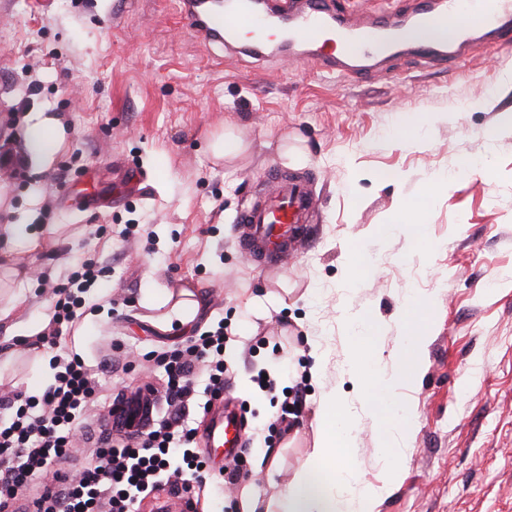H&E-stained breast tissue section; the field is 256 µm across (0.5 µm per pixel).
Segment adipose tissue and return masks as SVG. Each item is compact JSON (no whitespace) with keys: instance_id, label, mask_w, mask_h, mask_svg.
Wrapping results in <instances>:
<instances>
[{"instance_id":"adipose-tissue-1","label":"adipose tissue","mask_w":512,"mask_h":512,"mask_svg":"<svg viewBox=\"0 0 512 512\" xmlns=\"http://www.w3.org/2000/svg\"><path fill=\"white\" fill-rule=\"evenodd\" d=\"M148 300L163 310L154 321L163 331L175 323H190L199 306L195 293L185 287L160 289L149 294ZM431 304L428 297L405 301L403 314L412 331L390 353V367L383 369L363 363L373 346L374 316L342 311L343 322L358 327L357 336L350 339L345 373L356 383L360 393L367 395L366 414L370 419H378L383 406L400 402L403 390L419 381ZM354 444L345 394L338 390L321 393L310 456L333 463V474L326 477L309 465H302L293 480L283 486L278 498L267 505L266 512H375L377 502L388 492L401 470L394 465L379 483H362L349 464Z\"/></svg>"}]
</instances>
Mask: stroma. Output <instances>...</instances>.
Listing matches in <instances>:
<instances>
[{
	"mask_svg": "<svg viewBox=\"0 0 512 512\" xmlns=\"http://www.w3.org/2000/svg\"><path fill=\"white\" fill-rule=\"evenodd\" d=\"M0 0V142L27 149L32 114L57 118L48 161L0 166V279L21 292L0 322V386H47L49 347L24 348L17 323L44 327L51 288L83 262L101 275L82 308L77 352L89 364L114 347L138 354L101 375L107 397L162 380L144 355L191 332L223 327L230 406L245 422L251 476L266 500L290 482L313 440L317 400L341 387L355 416L353 467L378 483L390 463L344 369L340 307L377 318L379 348L402 333L407 297L434 295L420 381L408 397L409 449L399 482L376 512H512V43L470 49L448 66L387 52L370 72L337 81L289 56L203 47L178 0ZM419 122L416 144L395 137ZM249 143L214 163L208 143L225 125ZM303 162H285L284 154ZM310 183L318 199L307 239L268 259L242 253L241 211L271 171ZM448 173L446 187L431 182ZM424 245L402 205L422 194ZM58 225L43 236L45 225ZM368 270L351 277L348 250ZM191 285L202 301L192 329L161 332L154 290ZM288 289L281 307L267 293ZM291 333L282 351L262 336ZM322 371L312 374L314 354ZM305 378L298 424L283 430L279 400L258 373Z\"/></svg>",
	"mask_w": 512,
	"mask_h": 512,
	"instance_id": "stroma-1",
	"label": "stroma"
}]
</instances>
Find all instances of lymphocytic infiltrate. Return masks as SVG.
Returning a JSON list of instances; mask_svg holds the SVG:
<instances>
[{
    "label": "lymphocytic infiltrate",
    "mask_w": 512,
    "mask_h": 512,
    "mask_svg": "<svg viewBox=\"0 0 512 512\" xmlns=\"http://www.w3.org/2000/svg\"><path fill=\"white\" fill-rule=\"evenodd\" d=\"M99 274L95 265L85 264L55 287L46 342L74 332ZM147 358L163 371L164 412L138 434L105 438L95 462L78 468L63 470L59 464L81 437L88 411L101 403L97 370L67 348L41 394L0 397V406L11 411L0 421V512L36 479L42 482L36 512H133L140 496L166 487L192 491L207 482L220 493L244 478L239 461L221 475L210 474L195 448L196 430L185 419L186 408L212 402L229 384L223 329L149 352Z\"/></svg>",
    "instance_id": "obj_1"
}]
</instances>
